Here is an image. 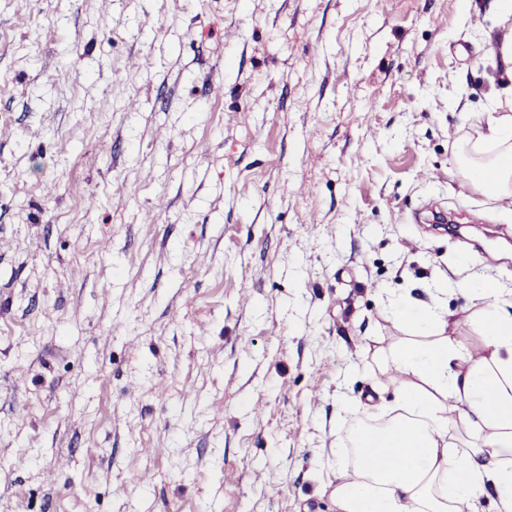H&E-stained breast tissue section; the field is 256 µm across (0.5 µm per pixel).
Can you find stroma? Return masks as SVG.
<instances>
[{
    "instance_id": "stroma-1",
    "label": "stroma",
    "mask_w": 512,
    "mask_h": 512,
    "mask_svg": "<svg viewBox=\"0 0 512 512\" xmlns=\"http://www.w3.org/2000/svg\"><path fill=\"white\" fill-rule=\"evenodd\" d=\"M490 3L0 0V512H335L390 304L512 288ZM477 134L460 151L467 180L499 198L512 199V114L495 109L482 113ZM488 171L495 175L491 183L486 181Z\"/></svg>"
}]
</instances>
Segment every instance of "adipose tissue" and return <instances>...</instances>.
<instances>
[{
	"label": "adipose tissue",
	"mask_w": 512,
	"mask_h": 512,
	"mask_svg": "<svg viewBox=\"0 0 512 512\" xmlns=\"http://www.w3.org/2000/svg\"><path fill=\"white\" fill-rule=\"evenodd\" d=\"M473 186L512 199V114L482 113L478 136L460 151ZM482 342L447 336L456 314L439 297L394 306L405 331L377 347L379 370L400 376L391 402H369L351 428V465L329 485L337 512H512V289L458 282Z\"/></svg>",
	"instance_id": "adipose-tissue-1"
}]
</instances>
